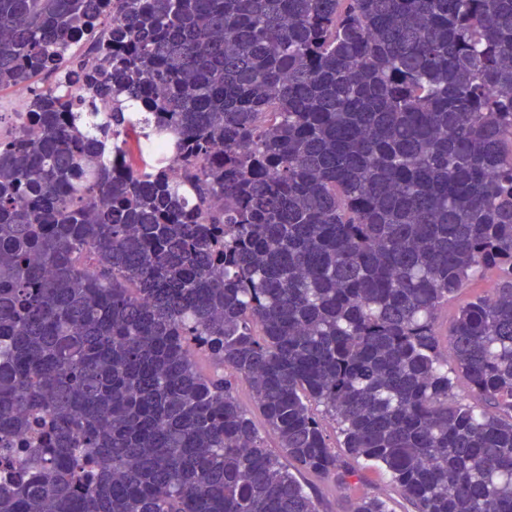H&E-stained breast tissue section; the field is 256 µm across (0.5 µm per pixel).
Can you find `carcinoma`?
Listing matches in <instances>:
<instances>
[{"label":"carcinoma","mask_w":512,"mask_h":512,"mask_svg":"<svg viewBox=\"0 0 512 512\" xmlns=\"http://www.w3.org/2000/svg\"><path fill=\"white\" fill-rule=\"evenodd\" d=\"M111 2L0 0V512H512V0ZM493 285L492 281L490 279H482V280H476L472 282L468 288H466L464 291H462L460 294L457 295V297L453 300H451L448 303V312L445 309L442 312V315L439 319V326L442 332L446 330V328H449L450 320H451V314L453 310L464 304L466 301H468L472 296L476 294H482L484 291H489V288H491ZM447 314H448V322H447ZM356 476L350 479L347 490H339L330 485L322 484L311 476H305L317 494L316 506L318 512H340L345 507V500H354L355 497L365 494H384L388 496L389 507L395 512H404L406 503L394 491H391L389 475L377 467H369L364 461L353 463Z\"/></svg>","instance_id":"carcinoma-1"}]
</instances>
